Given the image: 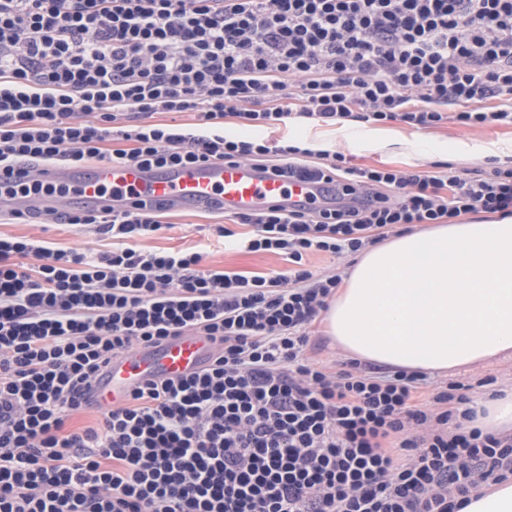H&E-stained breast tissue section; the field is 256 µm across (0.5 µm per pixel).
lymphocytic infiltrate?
Masks as SVG:
<instances>
[{"label":"lymphocytic infiltrate","instance_id":"lymphocytic-infiltrate-1","mask_svg":"<svg viewBox=\"0 0 512 512\" xmlns=\"http://www.w3.org/2000/svg\"><path fill=\"white\" fill-rule=\"evenodd\" d=\"M165 112L197 122H152ZM350 122L512 127V0H0V196L56 195L30 164L91 159L237 161L339 189L332 206L234 215L238 238L219 228L285 256L267 275L139 247L161 229L151 209L44 213L102 225L117 245L96 257L0 237V512H459L512 477V433L473 427L460 383L426 397L424 372L307 354L342 282L309 256L512 216L511 165L428 174L330 149L306 166L280 135ZM185 332L216 345L208 369L73 425L112 356Z\"/></svg>","mask_w":512,"mask_h":512}]
</instances>
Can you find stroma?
Segmentation results:
<instances>
[{
	"mask_svg": "<svg viewBox=\"0 0 512 512\" xmlns=\"http://www.w3.org/2000/svg\"><path fill=\"white\" fill-rule=\"evenodd\" d=\"M290 139L321 140L343 153L355 166H390L419 171L450 167L457 174L484 169L488 159L512 161V128L490 126L472 131L452 123L416 130L400 124L349 126L294 125ZM164 230L140 240V247L157 251L194 249L203 252L205 268L243 275L270 274L287 270L284 256L247 253L225 246L217 226L230 225L228 216L208 212L173 211L161 217ZM0 236L34 241L45 250L101 254L111 251L112 239L94 224H45L38 220L0 218ZM440 381L468 385L471 400L487 391L512 390V355L481 365L443 373Z\"/></svg>",
	"mask_w": 512,
	"mask_h": 512,
	"instance_id": "1",
	"label": "stroma"
}]
</instances>
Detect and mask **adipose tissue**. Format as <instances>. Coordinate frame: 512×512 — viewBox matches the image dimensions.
<instances>
[{"label": "adipose tissue", "instance_id": "adipose-tissue-1", "mask_svg": "<svg viewBox=\"0 0 512 512\" xmlns=\"http://www.w3.org/2000/svg\"><path fill=\"white\" fill-rule=\"evenodd\" d=\"M349 357L442 373L512 352V219L436 224L360 254L323 315ZM474 424L512 432V393L477 401Z\"/></svg>", "mask_w": 512, "mask_h": 512}]
</instances>
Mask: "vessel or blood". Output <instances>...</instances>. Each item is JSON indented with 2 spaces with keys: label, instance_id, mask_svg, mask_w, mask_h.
I'll return each mask as SVG.
<instances>
[{
  "label": "vessel or blood",
  "instance_id": "1",
  "mask_svg": "<svg viewBox=\"0 0 512 512\" xmlns=\"http://www.w3.org/2000/svg\"><path fill=\"white\" fill-rule=\"evenodd\" d=\"M38 174L43 182L71 188L69 206L99 210H133L146 203L163 210L217 207L237 213L270 207L318 208L336 197L332 186L303 178L288 182L272 171L239 162H200L162 173L133 163L85 168L45 164ZM53 206V199L45 197H0V213L20 211L29 218ZM216 354L209 338L193 333L171 337L158 346H133L113 358L96 384L94 398L105 407L121 405L147 383L202 373Z\"/></svg>",
  "mask_w": 512,
  "mask_h": 512
}]
</instances>
